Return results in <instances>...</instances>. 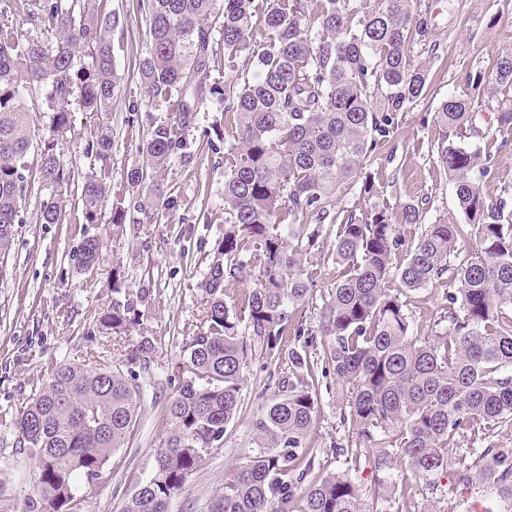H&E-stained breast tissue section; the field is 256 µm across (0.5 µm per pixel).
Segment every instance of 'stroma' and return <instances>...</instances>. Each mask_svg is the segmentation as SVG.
<instances>
[{"label": "stroma", "mask_w": 512, "mask_h": 512, "mask_svg": "<svg viewBox=\"0 0 512 512\" xmlns=\"http://www.w3.org/2000/svg\"><path fill=\"white\" fill-rule=\"evenodd\" d=\"M432 33L443 42L446 63L430 66L426 94L407 113L394 154L379 150L370 159V171L391 204L430 197L428 221L463 223L454 194L431 151L435 131L423 126L425 113L435 111L450 91H464L465 76L475 67L494 68L503 49L512 48V0H429ZM119 26L111 31L119 83L112 110L103 115L70 108V127L60 148L75 177L56 188L62 206L58 223H41L40 204L50 192L32 183L24 202L27 221L18 225L13 246L0 261V413L16 414L46 381L56 363L92 365L95 357L113 352L114 336L102 333L99 318L112 304V269L121 267L127 293L148 290L152 303L139 325L122 342L132 347L141 337L155 346L150 369L141 373L143 386L138 421L122 448L117 449L98 481L96 495L83 512H121L133 490L155 468V448L164 428V411L180 372L183 347L201 327L202 295L198 289L209 256L224 232V156L206 145V131L224 126L222 106L207 100L199 106L198 126L191 132L194 155L173 159L165 169L149 173L151 182L173 192L181 201L177 212L158 221L128 226L114 235L110 219L117 205L135 194L127 173L135 163L151 120H170L169 105L149 102L138 79V64L147 47L146 24L137 0H109ZM137 103L139 119L129 122L128 106ZM112 127V155L107 180L109 193L98 223L84 220L81 201L83 177L100 163L88 153L102 122ZM91 236L100 237V264L84 273L76 256ZM404 302L414 322L413 333L430 335L444 304L442 290L428 288L408 293ZM266 374L252 369L243 388L245 402L230 424L221 448L212 450L190 476L182 493L170 503V512H210L224 486V474L246 462L258 449L251 422L264 403ZM321 414L317 439L320 469L345 471L363 485L375 481L368 464H354L332 455L329 447L339 436L340 406L335 388L320 390ZM18 432L0 425V512H22L32 489V468L21 453ZM409 497L416 512H491L493 502L481 488L459 492L452 499L432 495L424 482L411 478Z\"/></svg>", "instance_id": "stroma-1"}]
</instances>
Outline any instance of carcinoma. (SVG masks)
<instances>
[{"instance_id": "carcinoma-1", "label": "carcinoma", "mask_w": 512, "mask_h": 512, "mask_svg": "<svg viewBox=\"0 0 512 512\" xmlns=\"http://www.w3.org/2000/svg\"><path fill=\"white\" fill-rule=\"evenodd\" d=\"M108 0H32L30 20L55 32V42L23 40L0 8V258L24 223L29 186L30 113L25 94L49 87L53 129L40 141L39 182L59 186L72 170L60 152L74 103L112 111L117 70L107 37L118 19ZM149 47L138 77L173 119L148 129L139 164L128 179L190 156L188 132L197 105L224 104V133L208 140L224 150V235L198 284L201 328L186 343L183 380L165 409V430L152 476L127 498L122 512H169L205 456L219 447L242 409L246 375L256 363L270 394L251 431L258 452L224 475L211 512H410L399 472L453 497L480 486L512 512V447L495 440L512 427V191L489 198L483 184L493 155L476 109L496 103L497 128L512 135V48L490 72L468 73L466 91L450 92L432 113V150L475 229L471 255L454 262L464 229L426 222L430 198L394 210L367 170L378 149L399 134L406 113L425 94L429 71L414 55L444 61L432 39L428 0H272L257 26L258 0H138ZM219 17L215 26L212 19ZM224 71L249 66L248 79L211 76L217 41ZM91 62H81V57ZM112 129L103 124L91 151L101 162L84 175L86 223L98 222L108 193ZM355 192L364 206L336 210ZM180 200L158 189L138 193L112 212L114 234L143 224ZM60 209L44 199L39 221L55 224ZM418 234L409 241L402 227ZM330 245L335 281L317 325L302 316L321 277L307 257ZM101 241H84L77 268L89 272ZM124 274L112 271V306L99 319L119 336L149 304L148 293L122 295ZM406 291L444 289L443 315L432 334L413 335V320L391 284ZM154 348L144 339L113 359L148 371ZM336 379L348 410L332 451L364 459L376 473L368 490L344 472L313 480L318 457L319 378ZM140 409L133 371L113 365L60 362L14 417L19 448L34 466L24 512H75L93 497L96 480L124 445ZM450 474L447 485L440 477Z\"/></svg>"}]
</instances>
